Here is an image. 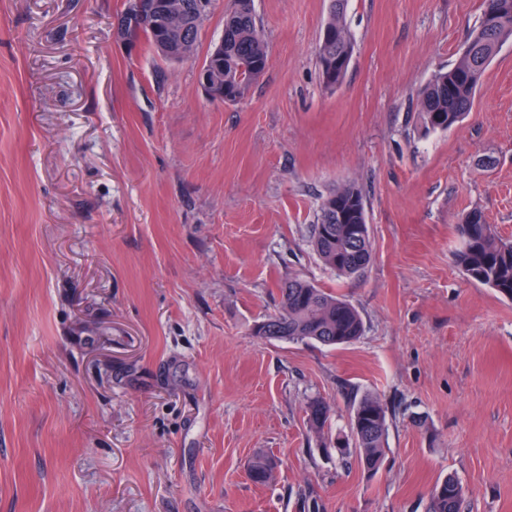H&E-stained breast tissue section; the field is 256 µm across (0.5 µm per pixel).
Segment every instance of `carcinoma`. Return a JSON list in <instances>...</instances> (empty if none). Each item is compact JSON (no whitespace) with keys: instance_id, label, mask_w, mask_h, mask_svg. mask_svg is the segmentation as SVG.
Segmentation results:
<instances>
[{"instance_id":"carcinoma-1","label":"carcinoma","mask_w":512,"mask_h":512,"mask_svg":"<svg viewBox=\"0 0 512 512\" xmlns=\"http://www.w3.org/2000/svg\"><path fill=\"white\" fill-rule=\"evenodd\" d=\"M253 0H234L224 16L222 55L208 53L211 73L224 79L229 104L244 100L251 87L265 74L269 61L266 40L257 25ZM477 29L454 63L435 72L418 93L417 109L426 132L447 131L471 111L483 76L501 47L512 41V0H483ZM345 0H332L329 18L315 48L316 65L323 85L333 90L341 80L326 79L336 63H351L355 42L344 22ZM175 26L165 22L145 25L129 33L137 42L145 39L152 50L169 62H183L197 49L198 32L208 15L198 9V0H173ZM463 242L456 261L472 281L487 285L512 299V241L501 238L484 214L475 209L457 225ZM311 245L322 265L341 278L364 274L372 261L366 200L348 184L325 196L312 226ZM277 313L254 324L255 336L264 340L312 341L326 347L353 344L364 333L359 312L346 299L302 278L290 277L278 285ZM309 431L321 438L322 450H334L344 461L355 453L370 475L382 466L388 435V409L374 395L351 400L349 431L333 432L334 409L329 402L312 397L306 401ZM277 468L268 455L256 457L249 466L250 479L259 485L271 482ZM465 495L453 476L438 481L430 492L427 512H459Z\"/></svg>"}]
</instances>
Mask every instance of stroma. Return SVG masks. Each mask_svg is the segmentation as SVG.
Listing matches in <instances>:
<instances>
[{
    "label": "stroma",
    "mask_w": 512,
    "mask_h": 512,
    "mask_svg": "<svg viewBox=\"0 0 512 512\" xmlns=\"http://www.w3.org/2000/svg\"><path fill=\"white\" fill-rule=\"evenodd\" d=\"M124 4L0 0V512H426L449 475L462 512H512V300L454 261L472 209L512 239V42L457 126L416 112L482 0H347L332 91L329 0H254L270 65L234 105L198 81L233 0L181 63L113 38ZM352 182L373 260L342 282L309 230ZM291 277L346 295L361 339L252 336ZM351 386L389 409L374 475L305 424L320 397L347 427ZM346 0H332L329 18L326 21L318 44L315 48L316 65L321 73L323 85L328 90H333L345 79L347 69L355 53V42L344 22V5ZM326 33V36H325ZM347 63L346 69L333 82L326 79L332 66H336V74L339 64ZM277 468L276 460L268 455L256 457L249 466V477L259 485H266L271 482Z\"/></svg>",
    "instance_id": "obj_1"
}]
</instances>
